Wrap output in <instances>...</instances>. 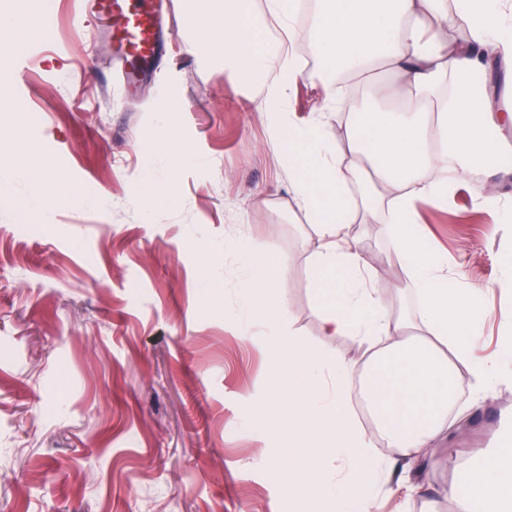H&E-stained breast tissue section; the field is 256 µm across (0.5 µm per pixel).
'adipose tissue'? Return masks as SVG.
Returning <instances> with one entry per match:
<instances>
[{"label":"adipose tissue","mask_w":512,"mask_h":512,"mask_svg":"<svg viewBox=\"0 0 512 512\" xmlns=\"http://www.w3.org/2000/svg\"><path fill=\"white\" fill-rule=\"evenodd\" d=\"M26 23L17 12L0 11V46L17 49L42 34L44 0H31ZM300 11L284 0H185L191 48L201 57L223 58L236 78L257 81L271 132L285 144L281 162L293 174V200L313 224L317 246L310 255L311 288L320 310V334H349L374 344L366 364L349 360L280 328L291 305L286 297L288 262L254 243L225 244L246 272L239 296L240 320L250 327L264 314L278 332L270 343L268 390L258 410L273 419L284 436L273 464L286 489L288 512H371V497L359 488L372 479L371 448L382 442L410 461L422 462L445 436L448 387L471 375L480 388L512 379V348L479 363L469 359V338L479 329L485 285L456 287L446 261L417 250L406 227L417 204H447L454 188L477 172L512 171V156L499 134L512 127V107H498L476 80L488 66L512 71V0H317L308 15L317 56L340 65L343 78L359 80L388 69L406 84L401 109L352 113L336 139L322 136L328 113L339 108L336 87L324 95V109L296 129L281 118L288 91L303 74L295 54ZM279 36L267 38L269 25ZM463 26V42L449 41L448 30ZM454 83L465 95L456 108L438 101L439 90ZM153 150L134 190L146 204L172 202L173 179L158 177L161 166L190 160L167 114L145 134ZM17 168L0 163V195L17 181L29 186L39 212L62 197L90 203L83 192L65 195L64 180L37 148ZM359 184L358 200L346 188ZM371 213L387 208L391 265L408 269L419 290L414 315L395 313L375 286L377 272L349 222L353 208ZM359 394L370 405L374 432L363 430L349 401ZM350 478L340 480L341 467ZM449 497L492 512L512 503V448H500L490 466L466 470L450 484Z\"/></svg>","instance_id":"obj_1"}]
</instances>
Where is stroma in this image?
<instances>
[{
  "instance_id": "1",
  "label": "stroma",
  "mask_w": 512,
  "mask_h": 512,
  "mask_svg": "<svg viewBox=\"0 0 512 512\" xmlns=\"http://www.w3.org/2000/svg\"><path fill=\"white\" fill-rule=\"evenodd\" d=\"M176 53L162 73L125 85L109 23L56 0L41 37L0 54L21 71L12 94L23 116H0V157L25 164L14 125L25 122L74 188L98 206L60 204L23 212L16 183L0 198V512H282L273 476L278 441L256 404L269 373L267 337L238 326L244 277L235 255L211 269L220 293L200 287V231L256 242L288 259L292 327L304 340L365 362L358 337L325 339L310 288L315 234L290 205L281 142L260 113L258 87L198 58L171 0ZM326 64L309 57L286 111L304 122L322 107ZM172 122L199 161L169 172L179 198L148 214L132 195L150 150L142 133L170 90ZM475 174L448 205L421 204L407 230L449 273L488 285L486 307L512 313V292L493 286L512 260V223L475 207L486 194ZM393 306L417 300L406 269L385 265L391 243L377 224L361 228ZM512 429V381L476 398L463 385L447 439L433 463L408 471L377 446L372 512H465L445 495L461 470L482 465L477 449Z\"/></svg>"
}]
</instances>
